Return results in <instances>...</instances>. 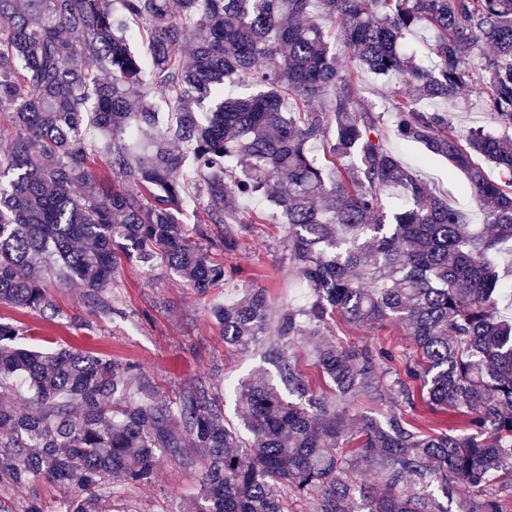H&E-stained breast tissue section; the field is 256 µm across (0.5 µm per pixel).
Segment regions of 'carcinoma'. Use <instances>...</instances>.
<instances>
[{
  "instance_id": "carcinoma-1",
  "label": "carcinoma",
  "mask_w": 512,
  "mask_h": 512,
  "mask_svg": "<svg viewBox=\"0 0 512 512\" xmlns=\"http://www.w3.org/2000/svg\"><path fill=\"white\" fill-rule=\"evenodd\" d=\"M0 19V304L52 308V273L110 313L133 259L205 294L227 280L213 250L238 246L208 225L244 222L284 226L312 294L274 315L262 288L212 307L224 342L267 343L296 396L260 374L242 382L240 429L207 381L170 400L133 364L26 348L0 322V481L55 483L63 512H101L168 457L203 470L193 512H284V488L315 512H442L434 492L453 488L468 493L461 512H498L496 490L512 488V319L491 256L512 242V136H462L431 104L469 88L512 127V0H0ZM338 19L353 69L331 42ZM415 30L432 34L429 69L403 47ZM363 72L396 81L394 137L448 160L491 232L387 148ZM226 82L255 91L226 97ZM391 190L402 204L389 214ZM261 196L269 212L240 219V201ZM195 200L206 219L190 226ZM332 317L405 325L417 358L398 397L415 404L420 382L430 409L466 416L464 429L424 435L393 411L350 431L346 402L377 388L374 352L317 346L332 397L291 355ZM364 463L384 490L345 480Z\"/></svg>"
}]
</instances>
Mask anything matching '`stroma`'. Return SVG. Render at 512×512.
I'll list each match as a JSON object with an SVG mask.
<instances>
[{
	"label": "stroma",
	"mask_w": 512,
	"mask_h": 512,
	"mask_svg": "<svg viewBox=\"0 0 512 512\" xmlns=\"http://www.w3.org/2000/svg\"><path fill=\"white\" fill-rule=\"evenodd\" d=\"M448 120L459 131L480 128L500 132L481 94L465 90L447 104ZM388 147L401 161L418 169L421 177L440 192H448L453 206L475 228H482L483 216L462 177H449L448 163L440 158L425 159L423 149L412 143L388 138ZM235 251L223 260L233 275L224 287L199 295L186 280L163 269L147 270L138 263L124 264L112 286L115 312L105 316L90 305L80 288L53 280L48 284L54 307L42 315H31L0 304V321L25 330L24 344L38 345L48 337L65 346L92 351L121 363H132L152 379L158 392L175 398L197 380L208 379L224 403V417L238 424L236 389L255 373L278 383L276 366L263 349L242 353L224 342L222 330L210 315L212 305L230 300L239 286L266 289L274 308L307 301L309 290L288 258L285 234L275 224H247L238 232ZM325 339L342 346H367L386 350L391 360L382 361L384 376L377 394L357 397L352 414L369 413L385 418L399 409L405 420L425 434L444 428H462L463 416L445 417L431 412L425 404L410 407L399 403L393 389L397 372L413 358L416 349L404 325L382 326L337 324ZM201 473L185 470L169 458H161L151 483L122 490L112 498V512H183L200 490ZM38 498L45 512H60L63 493L54 484L39 482L30 489H16L0 483V503L10 512H24L31 498Z\"/></svg>",
	"instance_id": "1"
}]
</instances>
